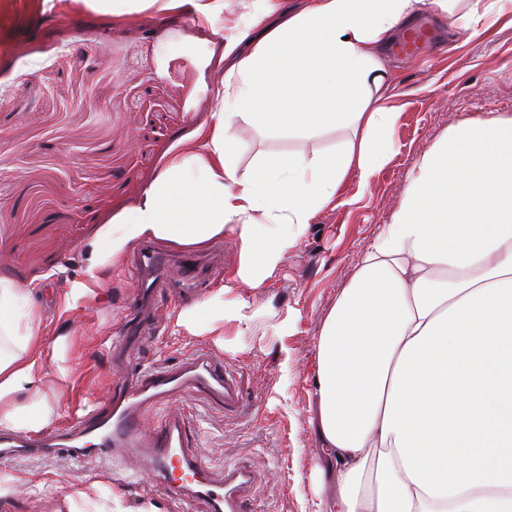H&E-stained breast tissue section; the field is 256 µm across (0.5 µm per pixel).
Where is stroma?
Masks as SVG:
<instances>
[{"label":"stroma","instance_id":"1","mask_svg":"<svg viewBox=\"0 0 512 512\" xmlns=\"http://www.w3.org/2000/svg\"><path fill=\"white\" fill-rule=\"evenodd\" d=\"M263 0H224L211 22L190 9L123 17L89 10L48 16L42 0H0V280L41 308L44 347L66 343V375L49 362L41 394L54 427L70 423L83 405L109 397L113 340L134 294L159 305L162 323L146 330L132 361L160 367L210 351L241 385L235 410L203 398L160 405L149 425L171 414L186 421L188 447L213 476L242 464L255 475L250 512H316L336 482L318 481L315 345L324 318L365 248L391 223L412 181L416 162L459 121L512 115V11L477 35L450 31L439 10L417 11L429 41L411 53L390 47L384 66L394 75L385 106L398 115L395 150L370 181L350 174L300 245L284 255L263 288L235 278L239 246L232 234L198 250L209 270L197 295L177 282L141 288L125 251L106 270L101 288L63 309L72 282L87 280L92 245L106 224L119 221L171 154L214 110L210 87L224 67V38L246 30ZM240 172L265 156L329 151L347 137L328 130L301 140L250 126L237 131ZM228 284L225 305L249 301L252 319L213 334L179 329L180 311ZM288 333H281L283 321ZM17 479L0 512H99L118 500L122 512H208L171 498L157 483L114 486L112 465L74 464L61 457H0V477ZM89 500H82V493Z\"/></svg>","mask_w":512,"mask_h":512}]
</instances>
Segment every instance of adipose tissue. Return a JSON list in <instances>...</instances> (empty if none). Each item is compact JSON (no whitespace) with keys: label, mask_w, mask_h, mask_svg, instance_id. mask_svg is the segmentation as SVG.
I'll list each match as a JSON object with an SVG mask.
<instances>
[{"label":"adipose tissue","mask_w":512,"mask_h":512,"mask_svg":"<svg viewBox=\"0 0 512 512\" xmlns=\"http://www.w3.org/2000/svg\"><path fill=\"white\" fill-rule=\"evenodd\" d=\"M449 27L476 29L512 0H429ZM422 0H265L224 47L213 123L168 161L93 249L87 280L134 242L202 248L232 232L238 279L260 288L349 173L369 183L393 150L383 48ZM121 15L224 0H44ZM311 138L349 131L336 151L260 159L239 174L236 131ZM251 319L223 290L183 310L194 335ZM42 315L0 281V425L49 426ZM318 453L336 481L324 512H512V117L468 119L415 166L392 223L366 247L316 341Z\"/></svg>","instance_id":"ef3b65f1"}]
</instances>
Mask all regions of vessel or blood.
<instances>
[{"label":"vessel or blood","mask_w":512,"mask_h":512,"mask_svg":"<svg viewBox=\"0 0 512 512\" xmlns=\"http://www.w3.org/2000/svg\"><path fill=\"white\" fill-rule=\"evenodd\" d=\"M133 263L147 286L170 277L167 256L152 245L142 246ZM120 379L110 402L92 405L64 430L46 437L1 431L0 456L63 455L78 463L106 459L117 484L141 480L147 472L165 480L173 498L184 504L201 500L208 512H245L253 483L247 466H226L223 477L213 479L202 456L187 448L182 417H167L153 428L146 424L152 409L175 397H202L235 409L241 391L234 373L202 353L176 367H127Z\"/></svg>","instance_id":"1"}]
</instances>
